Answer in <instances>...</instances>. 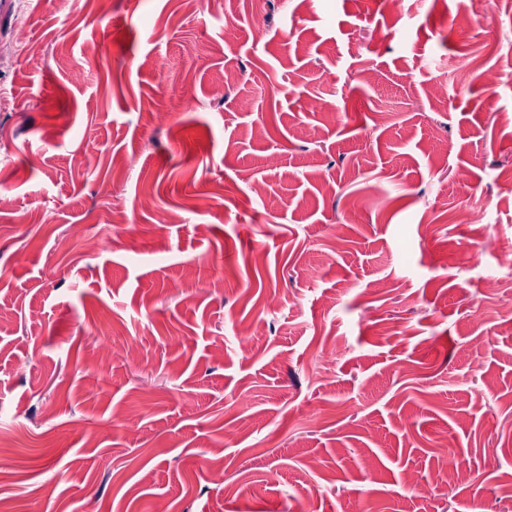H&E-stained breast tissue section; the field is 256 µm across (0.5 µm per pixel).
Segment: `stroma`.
Here are the masks:
<instances>
[{
	"mask_svg": "<svg viewBox=\"0 0 512 512\" xmlns=\"http://www.w3.org/2000/svg\"><path fill=\"white\" fill-rule=\"evenodd\" d=\"M1 86L0 499L512 512V0H0Z\"/></svg>",
	"mask_w": 512,
	"mask_h": 512,
	"instance_id": "1",
	"label": "stroma"
}]
</instances>
